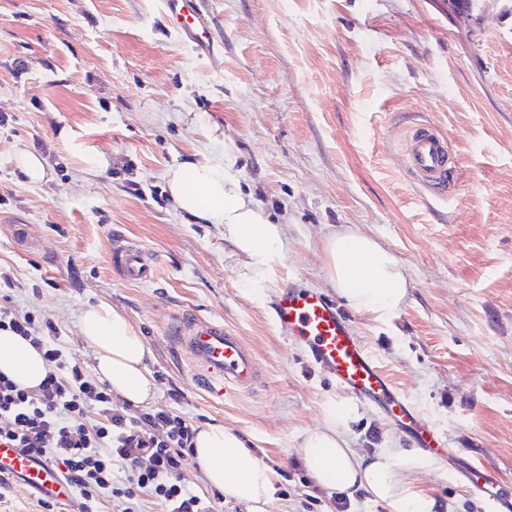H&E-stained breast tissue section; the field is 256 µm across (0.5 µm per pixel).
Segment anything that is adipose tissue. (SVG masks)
Segmentation results:
<instances>
[{
    "label": "adipose tissue",
    "instance_id": "ef3b65f1",
    "mask_svg": "<svg viewBox=\"0 0 512 512\" xmlns=\"http://www.w3.org/2000/svg\"><path fill=\"white\" fill-rule=\"evenodd\" d=\"M175 205L220 231L239 260L243 292L266 298L283 256L284 225L244 194L237 180L220 174L209 160L189 159L167 174ZM327 277L354 310L384 319L406 302L409 281L399 259L373 237L345 226L329 234L322 246ZM80 335L90 350L96 377L128 404L147 406L155 382L145 360L150 351L127 317L108 302L87 310ZM49 367L29 340L0 330V373L23 387L41 383ZM357 416L349 402H328L319 426L298 437L295 452L316 485L341 492L361 490L387 504L389 512H439L437 499L416 487L414 477L432 460L417 454L395 459L387 452L371 455L350 448L345 431ZM192 457L205 483L225 501L245 512H269L275 472L257 460L234 429L207 426L192 442Z\"/></svg>",
    "mask_w": 512,
    "mask_h": 512
}]
</instances>
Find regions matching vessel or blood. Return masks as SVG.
Returning a JSON list of instances; mask_svg holds the SVG:
<instances>
[{"instance_id": "b4317fda", "label": "vessel or blood", "mask_w": 512, "mask_h": 512, "mask_svg": "<svg viewBox=\"0 0 512 512\" xmlns=\"http://www.w3.org/2000/svg\"><path fill=\"white\" fill-rule=\"evenodd\" d=\"M202 2L163 0V14L169 28L200 54L210 56L214 41ZM403 162L414 183L435 191L447 188L454 160L447 137L436 130L421 127L411 131L404 143ZM112 264L131 281L149 282L155 277L152 259L133 246H113ZM274 320L281 334L302 345L333 377L343 395L375 408L401 427L414 447L435 456L446 454V437L395 390L334 302L308 288L284 287L275 301ZM176 334L189 359L207 379L213 397L245 393L257 385L262 368L255 351L243 336L223 323L185 313ZM0 475L18 478L52 501L67 500L71 494L69 483L56 468L19 448L0 445ZM460 479L478 493L487 512H512V491H507L496 475L465 469Z\"/></svg>"}]
</instances>
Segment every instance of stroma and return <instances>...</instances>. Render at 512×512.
I'll list each match as a JSON object with an SVG mask.
<instances>
[{"label":"stroma","mask_w":512,"mask_h":512,"mask_svg":"<svg viewBox=\"0 0 512 512\" xmlns=\"http://www.w3.org/2000/svg\"><path fill=\"white\" fill-rule=\"evenodd\" d=\"M218 54L166 29L163 0H0V266L9 307L51 321L89 367L82 313L106 301L144 337L150 412L244 438L278 475L271 512H389L354 495L345 510L297 460L301 432L338 398L329 375L274 324L278 288L337 293L324 238L344 224L401 261L410 288L390 319L347 316L395 387L446 432L459 461L512 489V0L454 14L448 0H204ZM428 123L455 157L444 198L402 167L407 132ZM39 152L49 181H21L15 147ZM105 153L108 168L82 170ZM205 158L286 225L264 303L238 284L212 225L179 211L168 170ZM156 261L149 283L112 265L115 243ZM216 318L255 349L248 394L213 400L169 336L183 313ZM345 437L402 456L404 434L359 405ZM442 512H483L456 471L418 474Z\"/></svg>","instance_id":"35a3bbf8"}]
</instances>
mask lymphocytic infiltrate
I'll return each instance as SVG.
<instances>
[{
	"label": "lymphocytic infiltrate",
	"instance_id": "obj_1",
	"mask_svg": "<svg viewBox=\"0 0 512 512\" xmlns=\"http://www.w3.org/2000/svg\"><path fill=\"white\" fill-rule=\"evenodd\" d=\"M0 330L40 349L49 372L38 387L24 388L0 374V442L32 453L59 469L72 488L78 512H102L111 499L121 512H144V498L164 512H217L187 477L193 425L175 412L128 418L112 407L107 383L86 380L59 342V330L31 314L0 305Z\"/></svg>",
	"mask_w": 512,
	"mask_h": 512
}]
</instances>
